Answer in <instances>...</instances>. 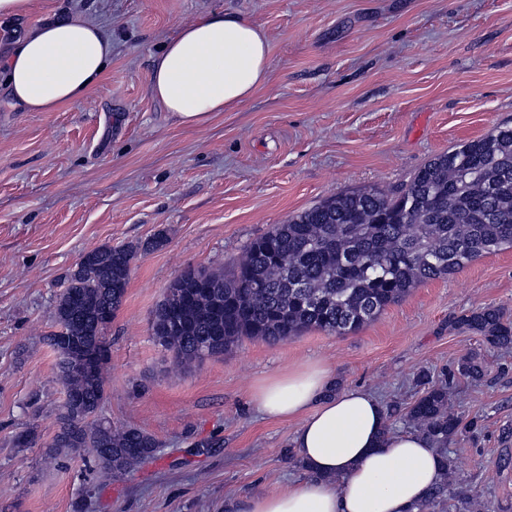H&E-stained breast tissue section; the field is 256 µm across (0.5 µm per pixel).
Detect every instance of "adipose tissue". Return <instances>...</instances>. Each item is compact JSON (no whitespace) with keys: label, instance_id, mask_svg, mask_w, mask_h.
<instances>
[{"label":"adipose tissue","instance_id":"1","mask_svg":"<svg viewBox=\"0 0 512 512\" xmlns=\"http://www.w3.org/2000/svg\"><path fill=\"white\" fill-rule=\"evenodd\" d=\"M260 27L216 9L184 25L151 62L149 90L177 125L199 129L240 107L270 75ZM112 64V38L93 18L38 20L0 50V90L24 112H52L86 96ZM265 418L292 420L307 476L279 493L227 501L226 512H419L443 472L420 434L393 430L385 406L357 388L335 390L318 361L278 372L251 394Z\"/></svg>","mask_w":512,"mask_h":512}]
</instances>
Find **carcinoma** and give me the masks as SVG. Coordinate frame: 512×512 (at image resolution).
I'll return each mask as SVG.
<instances>
[{"label": "carcinoma", "instance_id": "1", "mask_svg": "<svg viewBox=\"0 0 512 512\" xmlns=\"http://www.w3.org/2000/svg\"><path fill=\"white\" fill-rule=\"evenodd\" d=\"M512 247V127L498 126L455 145L419 168L397 193L371 187L339 193L277 224L245 249L235 273L187 269L171 281L153 312L156 340L177 365L218 357L244 338L269 343L306 329L344 336L358 331L416 285L454 274L485 255ZM138 248L97 247L67 279L56 305L59 330L46 336L57 354L64 394L45 461L57 449L87 451L106 475L132 473L155 456L158 441L135 427H114L102 414L109 349L105 331L122 305ZM457 324L491 347L512 350V320L496 305L470 311ZM91 359L85 373L65 359ZM449 376L479 381L478 354L462 357ZM421 394L403 413L411 429L444 450L462 432L446 379L420 376ZM456 512H480L475 495L452 487L448 474L419 512L448 496Z\"/></svg>", "mask_w": 512, "mask_h": 512}]
</instances>
